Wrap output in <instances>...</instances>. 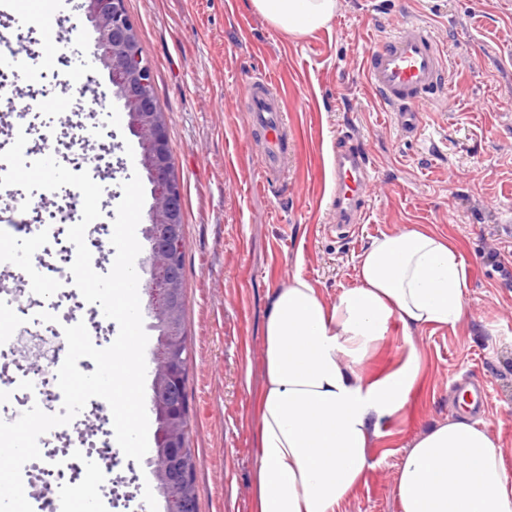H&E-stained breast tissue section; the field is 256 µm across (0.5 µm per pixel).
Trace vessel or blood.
Masks as SVG:
<instances>
[{"label": "vessel or blood", "mask_w": 512, "mask_h": 512, "mask_svg": "<svg viewBox=\"0 0 512 512\" xmlns=\"http://www.w3.org/2000/svg\"><path fill=\"white\" fill-rule=\"evenodd\" d=\"M365 76L407 136L418 132L423 106L442 105L447 100V61L434 30L426 24L403 20L369 52ZM244 116L247 131L259 147L261 185L280 182L291 153L288 114L276 85L264 73L255 74L249 83ZM372 172L360 145L343 137L337 139L330 210L338 236L348 237L352 225L363 220L364 190ZM487 398L486 382L475 379L464 391L459 409L464 413L479 411Z\"/></svg>", "instance_id": "b4317fda"}]
</instances>
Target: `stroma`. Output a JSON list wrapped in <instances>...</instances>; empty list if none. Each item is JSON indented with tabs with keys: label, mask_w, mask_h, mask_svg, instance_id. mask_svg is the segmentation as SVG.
<instances>
[{
	"label": "stroma",
	"mask_w": 512,
	"mask_h": 512,
	"mask_svg": "<svg viewBox=\"0 0 512 512\" xmlns=\"http://www.w3.org/2000/svg\"><path fill=\"white\" fill-rule=\"evenodd\" d=\"M329 25L293 37L273 28L251 0H125L154 75L183 192V318L188 336V445L199 512H252L258 448L255 396L264 380V324L273 294L295 277L326 303L356 287L359 255L374 237L420 227L449 239L468 270L456 326L390 332L366 362L395 369L408 347L421 379L407 408L382 422L365 478L344 512H401L394 473L413 441L456 417L453 385L473 373L490 385L482 419L501 447L512 493V0H339ZM432 26L447 56L446 106L422 111L403 136L367 82L364 61L394 24ZM39 46L48 68L65 39L73 51L64 92H50L47 125L78 113L79 146L109 150L101 220L112 223L139 140L106 71L91 61L96 33L83 9L52 20ZM265 72L288 112L292 152L282 184L260 188L257 149L243 99ZM358 138L374 165L365 223L348 240L329 223L330 162L341 133ZM14 256L13 290L37 258L55 257L51 236L0 227ZM113 482L127 512H167L153 469L121 458Z\"/></svg>",
	"instance_id": "35a3bbf8"
}]
</instances>
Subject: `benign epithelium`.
<instances>
[{"mask_svg":"<svg viewBox=\"0 0 512 512\" xmlns=\"http://www.w3.org/2000/svg\"><path fill=\"white\" fill-rule=\"evenodd\" d=\"M95 27L94 58L108 71L118 99L129 115V127L143 148L154 203L145 235L151 237L145 263L152 277L142 285L149 309L157 320L159 337L154 351L153 410L162 428L150 449L159 488L169 512H197L187 493L191 465L186 456L185 407L176 397L185 381L187 336L182 323V208L181 186L171 165L166 122L153 94V75L144 61L138 35L124 0H83Z\"/></svg>","mask_w":512,"mask_h":512,"instance_id":"benign-epithelium-1","label":"benign epithelium"}]
</instances>
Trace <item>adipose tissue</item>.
I'll use <instances>...</instances> for the list:
<instances>
[{"mask_svg": "<svg viewBox=\"0 0 512 512\" xmlns=\"http://www.w3.org/2000/svg\"><path fill=\"white\" fill-rule=\"evenodd\" d=\"M274 28L305 36L339 0H252ZM357 287L326 304L302 278L278 290L264 327V384L253 512H342L368 466L382 419L401 413L420 355L369 375L365 362L389 333L456 325L467 270L455 245L419 228L384 233L359 255ZM500 447L487 425L451 419L418 437L395 471L402 512H512Z\"/></svg>", "mask_w": 512, "mask_h": 512, "instance_id": "1", "label": "adipose tissue"}]
</instances>
